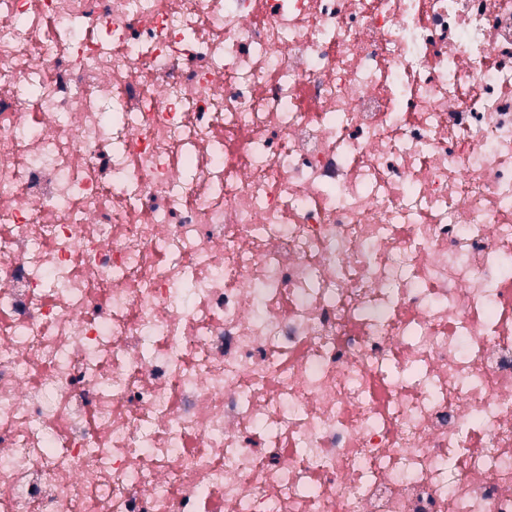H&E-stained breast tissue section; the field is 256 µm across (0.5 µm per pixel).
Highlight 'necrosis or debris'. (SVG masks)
I'll use <instances>...</instances> for the list:
<instances>
[{
	"mask_svg": "<svg viewBox=\"0 0 512 512\" xmlns=\"http://www.w3.org/2000/svg\"><path fill=\"white\" fill-rule=\"evenodd\" d=\"M0 512H512V0H0Z\"/></svg>",
	"mask_w": 512,
	"mask_h": 512,
	"instance_id": "obj_1",
	"label": "necrosis or debris"
}]
</instances>
